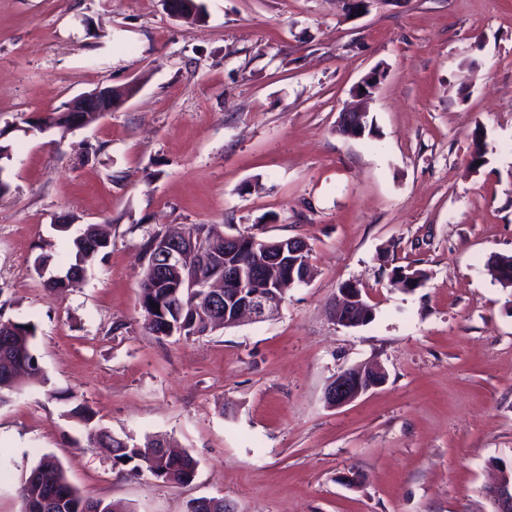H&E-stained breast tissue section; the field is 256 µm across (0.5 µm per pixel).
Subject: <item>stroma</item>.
<instances>
[{"label":"stroma","instance_id":"1","mask_svg":"<svg viewBox=\"0 0 512 512\" xmlns=\"http://www.w3.org/2000/svg\"><path fill=\"white\" fill-rule=\"evenodd\" d=\"M195 23L164 0H0V320L36 327L41 373L0 405V512L55 456L85 495L128 512H491L512 470V291L489 270L512 254V0H200ZM374 135L336 131L373 70ZM130 98L67 134L30 118L99 86ZM481 137L485 163L470 164ZM74 217L69 232L57 231ZM110 245L79 283L72 239ZM299 237L314 275L279 314L162 339L139 305L155 234ZM423 270L420 288L389 285ZM356 284L369 322L336 324ZM385 382L328 407L344 370ZM94 425L170 439L191 483L129 477L89 445ZM109 244L108 239L98 231L96 225H85L80 235L73 239L75 263L70 265L64 277L50 278L45 284L46 288L52 292L63 293L70 282L85 271L86 264L104 253Z\"/></svg>","mask_w":512,"mask_h":512}]
</instances>
